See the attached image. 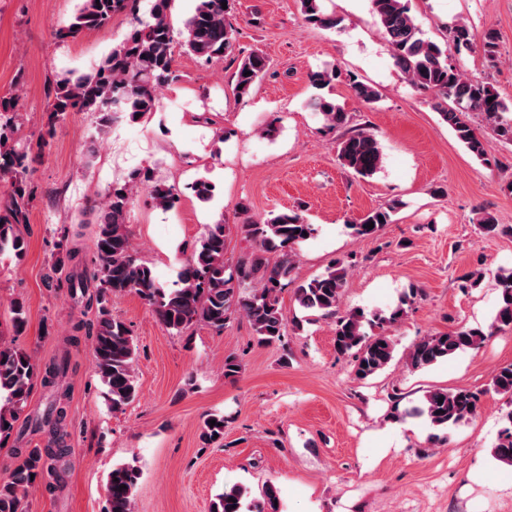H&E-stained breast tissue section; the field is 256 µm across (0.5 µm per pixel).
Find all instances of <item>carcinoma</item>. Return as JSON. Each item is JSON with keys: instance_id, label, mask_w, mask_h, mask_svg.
I'll list each match as a JSON object with an SVG mask.
<instances>
[{"instance_id": "cac0c4a2", "label": "carcinoma", "mask_w": 512, "mask_h": 512, "mask_svg": "<svg viewBox=\"0 0 512 512\" xmlns=\"http://www.w3.org/2000/svg\"><path fill=\"white\" fill-rule=\"evenodd\" d=\"M172 0H153L149 16L135 18L128 36L112 48L104 63L93 73L65 78L56 83L50 108L49 124H55L70 112H95L100 126L126 118L131 122L157 111V91L173 78L175 33L171 23ZM230 0H199L194 14L185 23L183 46L188 52L207 61L221 58L234 49L236 27L231 9L222 8ZM136 0H82L73 20L56 30L59 38L74 37L83 31L105 26L112 16L127 8L134 9ZM306 21L326 30L334 29L340 19L323 11L321 0H300ZM372 11L383 38L387 42L396 67L412 86L430 91L439 99L437 110L442 120L454 131L468 152L483 163H490L485 140L477 129L464 119L468 112L481 121L500 140L512 143V108L488 83L469 79L461 69L448 61L450 48L459 49L471 43V30L463 22L448 27L445 45L424 37L411 14L408 0H371ZM267 58L252 51L240 60L231 80L239 100L249 97L257 79L266 71ZM252 75L246 76L244 72ZM340 77L335 68H323L309 74L312 86L323 89ZM357 99L373 104L379 99L376 88L358 80L351 82ZM16 105L14 96L0 97V254L23 253L26 247L17 225L26 222L27 205L31 199L25 153L12 142ZM311 107L319 112L329 128L346 124V114L336 100L317 97ZM341 165L361 178L376 174L382 166L383 154L377 136L366 129L348 131L337 144ZM150 187L154 205L163 210L175 207L177 190L155 179L150 168L136 169L127 180L112 183L100 202V220L94 240L96 264L93 270L74 272L68 278L72 296H80L85 306H96L98 315L92 328V348L96 372L106 387L109 408L123 410L138 397L133 363L134 340L129 328L112 316L109 301L114 295L135 293L154 312L157 320L178 334L197 324L216 332L224 330L229 320L238 315L247 319L259 345L282 340L287 324L300 327L301 319L288 318L279 304L278 293L288 286L287 280L295 261L293 246L307 240L313 228L296 210L279 212L262 224L239 226L243 237L256 246L250 255L230 264L224 258L226 224L219 220L206 225L205 235L197 249L186 258L175 287H162L152 269L133 253L126 214L135 188ZM197 199L209 202L215 195V184L200 177L191 184ZM403 206L397 200L375 208L351 225L358 237H372ZM374 223L369 229L367 225ZM480 233L495 237L512 233V225L483 213ZM281 252L276 260L268 254ZM351 264L338 261L326 271L295 288L294 296L300 310L334 320L336 353L351 359L354 377L366 380L383 371L394 359L395 346L385 335L386 328L396 324L414 302L417 292L403 296L399 304L387 312L367 313L352 308L339 313L343 290ZM97 282V291L88 293L89 283ZM498 306L488 327L462 326L454 331L421 338L409 351L406 364L413 370L427 368L460 351L478 349L496 332L512 329V269H499L495 274ZM11 322L20 335L26 326L22 302L10 304ZM67 369L63 361L39 369L25 350L0 344V447L15 429L36 378L53 386ZM493 389L512 397V363L499 366L491 379ZM66 392H58L46 409L42 422L51 427V438L43 448L17 452L19 462L9 475L0 479V512H27L28 489L52 469V461L64 452L56 447L58 430L67 417ZM480 392L468 389H433L422 396L413 412L425 417L437 430L449 433L453 428L475 416ZM216 421L210 425V421ZM504 425L492 448L493 458L512 467V410L503 415ZM224 416L210 414L203 422L202 439L218 443L224 439ZM141 471L133 463L112 467L107 480L106 512H133L135 489ZM209 512H282L280 489L272 483L262 488L261 497L245 501V489L238 485L224 488L211 501Z\"/></svg>"}]
</instances>
